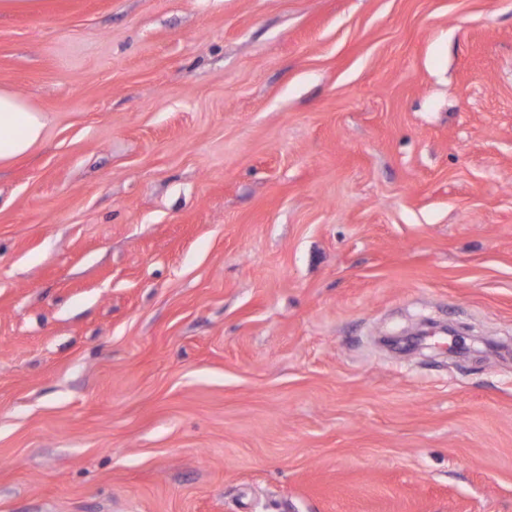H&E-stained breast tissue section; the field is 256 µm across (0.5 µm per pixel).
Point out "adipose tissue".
I'll return each mask as SVG.
<instances>
[{
  "label": "adipose tissue",
  "mask_w": 512,
  "mask_h": 512,
  "mask_svg": "<svg viewBox=\"0 0 512 512\" xmlns=\"http://www.w3.org/2000/svg\"><path fill=\"white\" fill-rule=\"evenodd\" d=\"M46 119L27 100L0 87V162L28 153L42 139Z\"/></svg>",
  "instance_id": "ef3b65f1"
}]
</instances>
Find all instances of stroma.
Here are the masks:
<instances>
[{
  "label": "stroma",
  "instance_id": "1",
  "mask_svg": "<svg viewBox=\"0 0 512 512\" xmlns=\"http://www.w3.org/2000/svg\"><path fill=\"white\" fill-rule=\"evenodd\" d=\"M0 86V512H512V0H42ZM45 116L27 100L0 87V162L28 153L42 139Z\"/></svg>",
  "mask_w": 512,
  "mask_h": 512
}]
</instances>
